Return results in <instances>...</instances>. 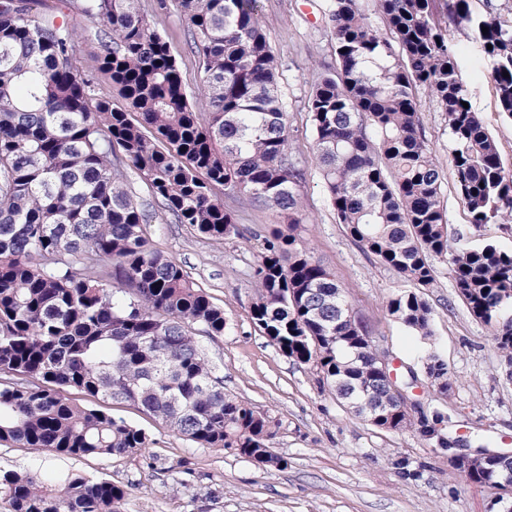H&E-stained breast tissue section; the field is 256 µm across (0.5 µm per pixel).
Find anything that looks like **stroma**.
Here are the masks:
<instances>
[{"label": "stroma", "instance_id": "35a3bbf8", "mask_svg": "<svg viewBox=\"0 0 512 512\" xmlns=\"http://www.w3.org/2000/svg\"><path fill=\"white\" fill-rule=\"evenodd\" d=\"M435 0L448 42L457 52L459 80L469 102L495 139L506 168L512 169V119L500 114L490 80L491 65L467 23ZM328 0H258L264 31L276 55L280 89L288 112L290 152L306 172L298 192L302 222L296 246L328 269L345 289L356 318L369 335L388 346L399 373L412 370L422 399L447 410L452 434L469 452L477 440L492 448H512V380L488 327L459 300L443 260H435L436 280L427 289L432 308V342L394 322L389 299L408 284L365 253L339 224L314 153L305 104L321 75L336 70ZM155 0H141L155 29L174 48L188 95L200 81L196 54L186 42L188 28L177 8L158 13ZM421 131L441 170V206L459 245L493 241L512 247V224H490L474 234L456 189L454 145L443 112L417 89ZM246 227L243 237L210 244L194 230L170 221L154 204L150 233L154 246L176 259L211 300L223 307V336L203 338L206 354L224 379V390L266 412L277 424L272 446L288 461L266 469L221 448H203L174 434L131 405L114 411L145 428L148 448L132 456L71 457L35 448L0 445V470L50 479L80 472L121 486L120 512H496L495 492L469 483L448 467V453L411 432H381L354 416L312 369L295 364L272 345L251 319L256 292L253 272L262 238L286 227L274 209L236 201ZM446 364L450 386H431L424 372L427 352Z\"/></svg>", "mask_w": 512, "mask_h": 512}]
</instances>
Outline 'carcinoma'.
<instances>
[{"label":"carcinoma","instance_id":"carcinoma-1","mask_svg":"<svg viewBox=\"0 0 512 512\" xmlns=\"http://www.w3.org/2000/svg\"><path fill=\"white\" fill-rule=\"evenodd\" d=\"M57 2L47 13L40 0H0V443L134 455L150 435L109 408L127 403L203 448L285 468L270 447V416L224 392L197 338L224 335V309L151 245L149 216L124 183V170H134L174 223L211 243L244 233L226 198L302 222L303 172L289 156L278 62L256 0H156L155 11L173 4L187 23L202 111L140 0ZM449 10L492 45L497 107L512 119V17L475 19L468 0ZM375 11L383 31L360 0L327 7L337 73L315 83L306 109L330 203L362 250L413 286L388 301L395 322L432 337L422 289L434 285L441 258L512 364V313L502 303L512 293V250L453 246L413 89L424 87L445 114L472 226L512 222V172L478 113L463 106L468 94L434 0H375ZM77 15L97 23L99 72L119 104L76 69ZM254 277L253 323L286 357L312 366L336 400L380 431L455 445L444 410L375 411L389 395L386 376L347 320L344 287L292 234L264 238ZM423 366L448 389L436 354ZM466 479L504 489L490 463ZM0 495L12 512H118L125 491L78 472L52 484L5 472Z\"/></svg>","mask_w":512,"mask_h":512}]
</instances>
